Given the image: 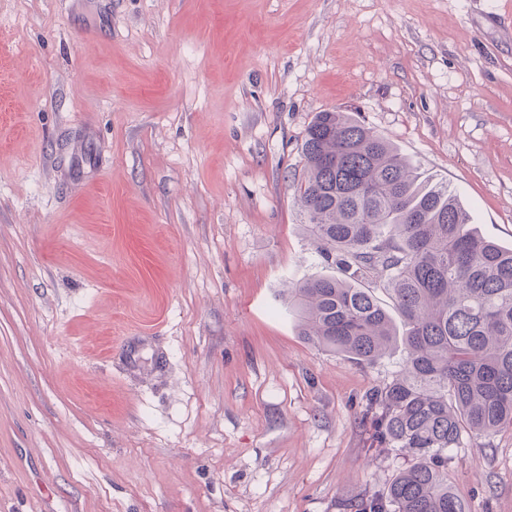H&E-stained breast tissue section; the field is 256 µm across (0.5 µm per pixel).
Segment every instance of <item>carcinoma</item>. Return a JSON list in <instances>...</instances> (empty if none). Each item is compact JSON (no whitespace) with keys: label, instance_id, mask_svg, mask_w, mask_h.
Returning a JSON list of instances; mask_svg holds the SVG:
<instances>
[{"label":"carcinoma","instance_id":"obj_1","mask_svg":"<svg viewBox=\"0 0 512 512\" xmlns=\"http://www.w3.org/2000/svg\"><path fill=\"white\" fill-rule=\"evenodd\" d=\"M295 192L303 227L343 277L296 284L299 335L371 365L402 337L401 373L366 397L371 448L413 463L359 512H466L448 487V449L512 429V247L469 228L444 182L348 112H318L302 144ZM385 274L398 331L365 281Z\"/></svg>","mask_w":512,"mask_h":512}]
</instances>
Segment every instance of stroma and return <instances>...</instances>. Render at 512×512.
<instances>
[{
	"label": "stroma",
	"mask_w": 512,
	"mask_h": 512,
	"mask_svg": "<svg viewBox=\"0 0 512 512\" xmlns=\"http://www.w3.org/2000/svg\"><path fill=\"white\" fill-rule=\"evenodd\" d=\"M342 110L512 246V0H0V512H352L363 365L285 295L331 274L294 186ZM512 512V429L448 452Z\"/></svg>",
	"instance_id": "1"
}]
</instances>
